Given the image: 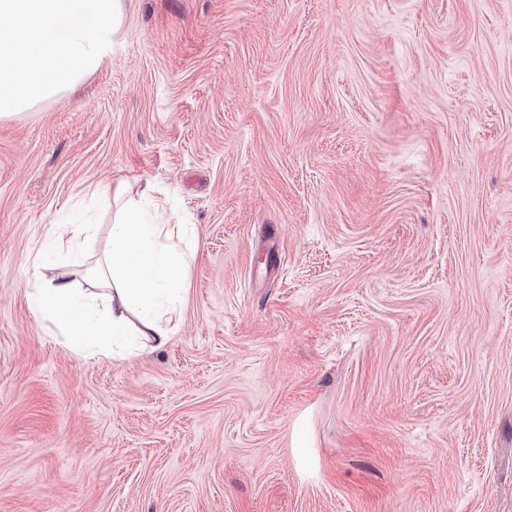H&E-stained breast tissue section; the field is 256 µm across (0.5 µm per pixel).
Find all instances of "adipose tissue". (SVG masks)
Instances as JSON below:
<instances>
[{"instance_id":"obj_1","label":"adipose tissue","mask_w":512,"mask_h":512,"mask_svg":"<svg viewBox=\"0 0 512 512\" xmlns=\"http://www.w3.org/2000/svg\"><path fill=\"white\" fill-rule=\"evenodd\" d=\"M115 194L125 204L113 220L108 250L92 269L101 291H82L67 273L47 274L38 261L30 302L42 319L85 346L116 340L132 351L142 343L157 349L181 320L189 228L173 231L150 217L125 186Z\"/></svg>"}]
</instances>
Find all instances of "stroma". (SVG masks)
Instances as JSON below:
<instances>
[{
	"label": "stroma",
	"instance_id": "1",
	"mask_svg": "<svg viewBox=\"0 0 512 512\" xmlns=\"http://www.w3.org/2000/svg\"><path fill=\"white\" fill-rule=\"evenodd\" d=\"M0 119V512H512V0H124ZM128 179L193 225L168 344L29 304ZM94 226L96 225L65 222L52 224L46 237L56 244L66 246L69 250L78 253L95 230Z\"/></svg>",
	"mask_w": 512,
	"mask_h": 512
}]
</instances>
